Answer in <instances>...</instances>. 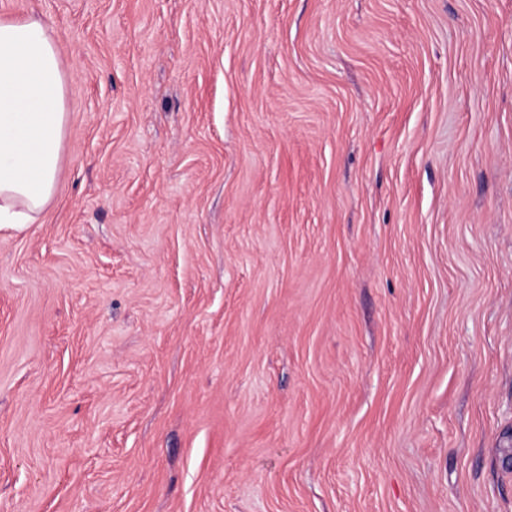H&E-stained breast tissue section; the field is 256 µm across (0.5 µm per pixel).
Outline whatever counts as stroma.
<instances>
[{
    "label": "stroma",
    "mask_w": 512,
    "mask_h": 512,
    "mask_svg": "<svg viewBox=\"0 0 512 512\" xmlns=\"http://www.w3.org/2000/svg\"><path fill=\"white\" fill-rule=\"evenodd\" d=\"M70 121L0 232V512H512V0H0Z\"/></svg>",
    "instance_id": "stroma-1"
}]
</instances>
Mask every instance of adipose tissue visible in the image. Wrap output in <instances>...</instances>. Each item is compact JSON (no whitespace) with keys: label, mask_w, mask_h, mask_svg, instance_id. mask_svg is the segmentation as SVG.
<instances>
[{"label":"adipose tissue","mask_w":512,"mask_h":512,"mask_svg":"<svg viewBox=\"0 0 512 512\" xmlns=\"http://www.w3.org/2000/svg\"><path fill=\"white\" fill-rule=\"evenodd\" d=\"M52 25L0 20V231L39 221L52 198L69 114Z\"/></svg>","instance_id":"ef3b65f1"}]
</instances>
